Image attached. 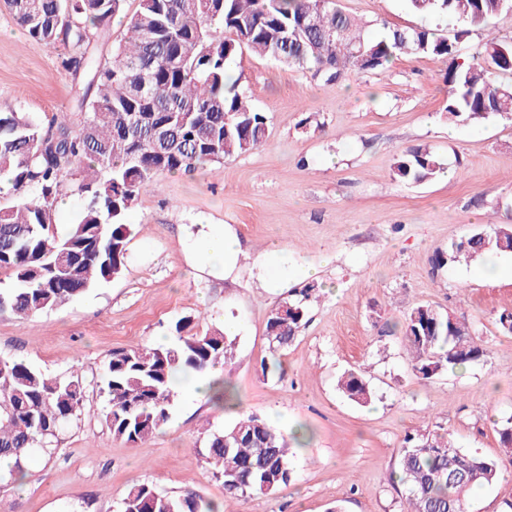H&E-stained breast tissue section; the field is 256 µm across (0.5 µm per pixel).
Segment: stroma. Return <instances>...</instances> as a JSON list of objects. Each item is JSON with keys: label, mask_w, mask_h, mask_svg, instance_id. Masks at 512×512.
Returning a JSON list of instances; mask_svg holds the SVG:
<instances>
[{"label": "stroma", "mask_w": 512, "mask_h": 512, "mask_svg": "<svg viewBox=\"0 0 512 512\" xmlns=\"http://www.w3.org/2000/svg\"><path fill=\"white\" fill-rule=\"evenodd\" d=\"M371 35L421 25L404 0H340ZM64 45L29 36L0 6V112L45 124L73 109ZM267 117L258 149L192 172L158 176L125 216L133 233L120 276L67 304L23 319L0 313V358L51 376L79 372L86 409L36 450L20 486H0V512H119L129 486L188 491L224 512H402L394 471L406 434L445 433L501 463L494 485L470 497L471 512H503L512 463L501 458L498 421L512 417V334L496 319L512 310V279L475 277L474 265L432 260L489 224L512 225V120L452 124L445 111L447 62L402 55L341 83L250 52L227 64ZM429 145L446 167L426 183L393 177L398 153ZM221 224L243 253L228 274L199 266L191 244L201 225ZM290 266H319L306 323L282 353L266 336L269 311L304 280L264 287L255 259L271 245ZM428 303L467 322L486 361L430 379L414 374L400 331L404 313ZM237 321L222 375L237 394L228 409L177 396L168 423L135 444L114 437L101 411L112 352L173 346L174 325L202 334ZM273 372L262 373V363ZM361 373L369 403L337 388ZM254 413L284 433L303 427L287 487L228 497L205 460L212 433Z\"/></svg>", "instance_id": "obj_1"}]
</instances>
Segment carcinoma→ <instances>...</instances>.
<instances>
[{"mask_svg":"<svg viewBox=\"0 0 512 512\" xmlns=\"http://www.w3.org/2000/svg\"><path fill=\"white\" fill-rule=\"evenodd\" d=\"M422 18L449 19L457 29L448 39L434 29L391 28L375 38L367 24L338 0H139L127 17L124 42L98 57L109 42L112 18L125 0H3L28 34L49 47L69 48L60 65L75 81L74 111L43 126L21 112H0V171L12 174V205H0V270L12 284L0 288V311L19 317L64 305L122 272L133 227L125 216L140 192L158 175L193 171L265 141L266 117L251 108L226 63L248 50L282 65L312 70L326 83L354 72L359 45L370 53L369 71L385 68L402 54L448 60L446 112L456 122L490 116L512 119V84L496 74L512 67L491 54L512 46L492 36L469 58L459 40L486 31L512 0H406ZM314 26L299 40H282L285 28L303 18ZM148 69L146 87L139 84ZM443 170L427 146L403 150L394 179L424 183ZM78 194L87 205L65 236L55 231L56 202ZM488 251L512 252V229L496 226L451 243L437 268L469 261ZM315 286L273 307L266 333L292 342L306 323ZM175 324V347H142L112 353L106 363L103 417L113 435L136 443L153 436L169 419L181 375L202 373L232 357V342L217 329L183 335ZM413 371L430 379L484 360L487 349L471 328L427 304L404 315L401 325ZM343 393L366 403V381L350 372ZM84 409L82 378H53L30 363L0 358V458L13 461L0 482L18 484L38 448ZM500 441L512 463V417L500 424ZM207 463L224 480V493L245 497L270 493L292 477L288 436L256 414L241 417L211 436ZM399 480L406 485L404 512H470V492L499 480L498 462L435 434L409 436L400 450ZM120 512H221L194 492L170 495L148 483L129 488Z\"/></svg>","mask_w":512,"mask_h":512,"instance_id":"obj_1","label":"carcinoma"}]
</instances>
